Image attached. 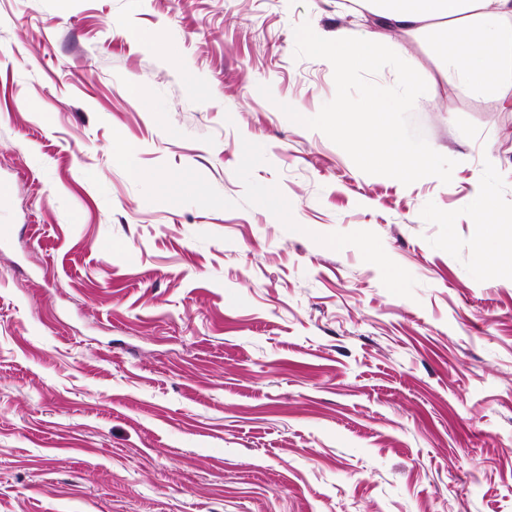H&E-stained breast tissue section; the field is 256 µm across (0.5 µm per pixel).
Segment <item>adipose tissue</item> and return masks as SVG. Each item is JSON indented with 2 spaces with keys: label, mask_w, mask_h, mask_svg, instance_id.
Segmentation results:
<instances>
[{
  "label": "adipose tissue",
  "mask_w": 512,
  "mask_h": 512,
  "mask_svg": "<svg viewBox=\"0 0 512 512\" xmlns=\"http://www.w3.org/2000/svg\"><path fill=\"white\" fill-rule=\"evenodd\" d=\"M385 25L422 30L444 26L438 51L446 76L483 93L512 89V0H355Z\"/></svg>",
  "instance_id": "ef3b65f1"
}]
</instances>
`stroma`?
<instances>
[{
	"mask_svg": "<svg viewBox=\"0 0 512 512\" xmlns=\"http://www.w3.org/2000/svg\"><path fill=\"white\" fill-rule=\"evenodd\" d=\"M305 22L422 76L450 183L287 118L335 95ZM436 42L338 0H0V512H512V111Z\"/></svg>",
	"mask_w": 512,
	"mask_h": 512,
	"instance_id": "35a3bbf8",
	"label": "stroma"
}]
</instances>
